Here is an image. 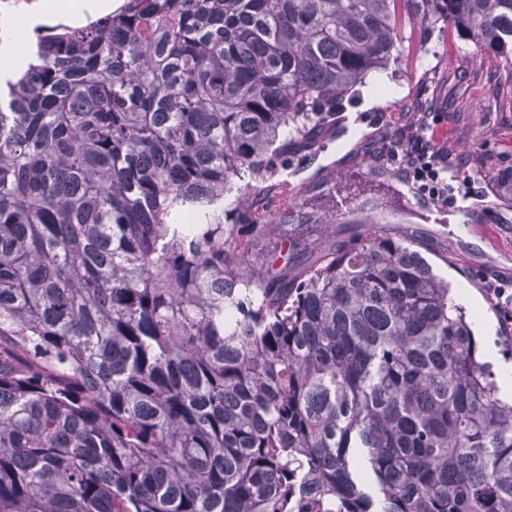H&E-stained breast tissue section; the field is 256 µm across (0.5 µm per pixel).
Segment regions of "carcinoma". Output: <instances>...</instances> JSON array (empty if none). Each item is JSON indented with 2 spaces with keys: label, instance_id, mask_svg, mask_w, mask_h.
I'll use <instances>...</instances> for the list:
<instances>
[{
  "label": "carcinoma",
  "instance_id": "carcinoma-1",
  "mask_svg": "<svg viewBox=\"0 0 512 512\" xmlns=\"http://www.w3.org/2000/svg\"><path fill=\"white\" fill-rule=\"evenodd\" d=\"M405 18L512 69V0H126L39 37L0 95V512H512L448 280L244 208Z\"/></svg>",
  "mask_w": 512,
  "mask_h": 512
}]
</instances>
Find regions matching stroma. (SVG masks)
Segmentation results:
<instances>
[{
  "mask_svg": "<svg viewBox=\"0 0 512 512\" xmlns=\"http://www.w3.org/2000/svg\"><path fill=\"white\" fill-rule=\"evenodd\" d=\"M380 77L388 87L384 98L359 92L346 102L353 132L343 126L327 129L320 149L299 154L283 172L298 198L312 200L302 215L288 220L317 221L333 214L344 201L360 213L383 220L384 233L409 230L422 254L447 279L481 293L480 276L493 270L512 275V204L496 191L503 171L512 168V73L487 50L465 44L453 29H408L398 64ZM427 107L448 115V144L465 161L461 178H473L482 200V226L467 229L449 223L448 211L413 208L401 186L375 177L367 152L370 129L365 113L414 112Z\"/></svg>",
  "mask_w": 512,
  "mask_h": 512,
  "instance_id": "1",
  "label": "stroma"
}]
</instances>
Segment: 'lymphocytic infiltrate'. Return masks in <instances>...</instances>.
<instances>
[{"label": "lymphocytic infiltrate", "mask_w": 512, "mask_h": 512, "mask_svg": "<svg viewBox=\"0 0 512 512\" xmlns=\"http://www.w3.org/2000/svg\"><path fill=\"white\" fill-rule=\"evenodd\" d=\"M447 113L420 109L400 116H378L371 155L394 165L417 197L445 208L473 199L469 183L460 181V159L448 147ZM482 289L497 311L504 341L512 344V278L482 275Z\"/></svg>", "instance_id": "f902f5d3"}]
</instances>
